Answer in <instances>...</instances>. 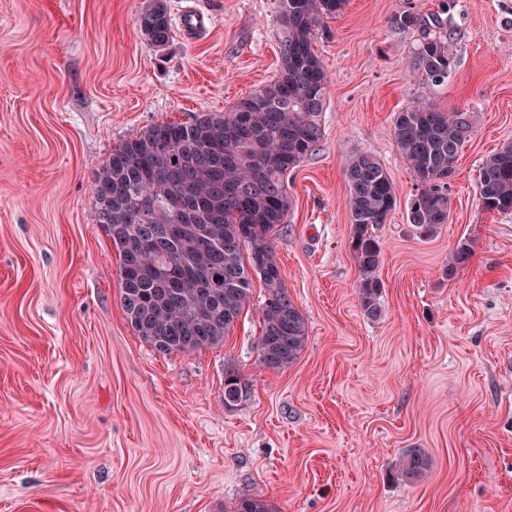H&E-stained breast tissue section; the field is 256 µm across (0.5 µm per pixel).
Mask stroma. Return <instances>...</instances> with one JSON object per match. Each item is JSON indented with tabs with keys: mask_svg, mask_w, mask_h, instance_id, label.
<instances>
[{
	"mask_svg": "<svg viewBox=\"0 0 512 512\" xmlns=\"http://www.w3.org/2000/svg\"><path fill=\"white\" fill-rule=\"evenodd\" d=\"M149 2L0 0V512H231L244 494L277 512H512V214L477 194L512 142V0H347L323 18V136L273 239L308 340L278 372L257 359L261 282L217 347L158 353L124 314L95 173L131 134L227 111L280 69L278 0H167L162 48L137 25ZM408 9L442 23V86L407 66L421 31L391 20ZM421 98L471 123L431 237L407 220L417 182L393 139ZM356 153L398 191L375 231L376 319L350 247ZM461 242L473 257L446 277ZM228 361L250 386L230 410ZM414 449L419 478L400 465Z\"/></svg>",
	"mask_w": 512,
	"mask_h": 512,
	"instance_id": "35a3bbf8",
	"label": "stroma"
}]
</instances>
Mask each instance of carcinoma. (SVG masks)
<instances>
[{
	"instance_id": "carcinoma-1",
	"label": "carcinoma",
	"mask_w": 512,
	"mask_h": 512,
	"mask_svg": "<svg viewBox=\"0 0 512 512\" xmlns=\"http://www.w3.org/2000/svg\"><path fill=\"white\" fill-rule=\"evenodd\" d=\"M347 0H279V76L224 113L189 122H164L132 134L94 177L95 219L118 252L117 276L124 313L133 330L165 355L217 346L233 331L250 301L252 275L264 285L258 361L283 371L307 340L303 312L288 297L271 236L290 208L288 173L311 154L322 136L327 75L315 54L317 25L339 15ZM400 30L419 26L423 40L409 61L429 86H441L455 67L445 40L427 33L415 13L391 21ZM157 46L172 37L165 0L137 17ZM471 132L468 115L416 101L397 113L395 143L417 181L408 203L409 223L432 236L451 212L448 177ZM351 246L361 275L362 311L381 316L382 283L376 277L381 248L372 230L387 223L397 188L380 161L353 155L345 169ZM477 191L483 208L512 213V144L486 158ZM472 257L468 243L450 252L451 277ZM238 369L224 367V407L249 394ZM406 475L428 469L418 449L402 459ZM234 512H276L268 501L242 496Z\"/></svg>"
}]
</instances>
